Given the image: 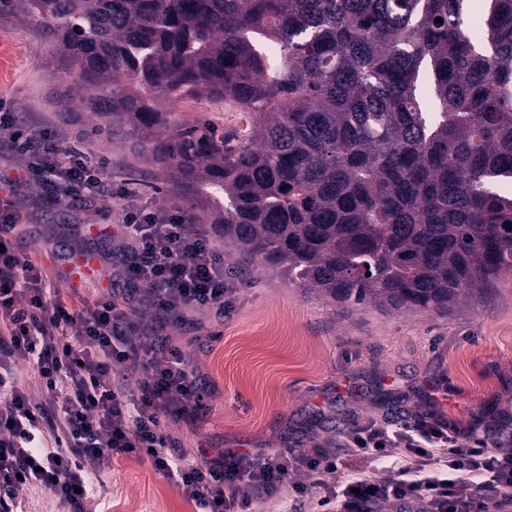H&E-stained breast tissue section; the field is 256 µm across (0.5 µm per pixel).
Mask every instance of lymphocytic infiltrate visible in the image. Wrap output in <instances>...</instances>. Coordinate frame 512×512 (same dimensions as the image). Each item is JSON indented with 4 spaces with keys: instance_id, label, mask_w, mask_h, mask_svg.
Returning a JSON list of instances; mask_svg holds the SVG:
<instances>
[{
    "instance_id": "f902f5d3",
    "label": "lymphocytic infiltrate",
    "mask_w": 512,
    "mask_h": 512,
    "mask_svg": "<svg viewBox=\"0 0 512 512\" xmlns=\"http://www.w3.org/2000/svg\"><path fill=\"white\" fill-rule=\"evenodd\" d=\"M0 144L32 158L43 188L72 207L123 201V219L103 220L95 238L81 225L67 232L76 249H94L109 294L67 311L47 299L45 270L23 258L14 242L24 215L0 202V512H19L18 492H46L57 512L82 506L93 477L113 456H136L181 485L204 512H251L275 499L291 469L309 481L297 496L321 487L338 467L336 455L308 457L273 449L251 460L233 449L204 462L173 446L163 422L201 406L207 385L170 334L173 326L210 314L223 319L236 285L224 275V252L210 225L143 206L117 188L88 148L64 128L33 129L0 98ZM27 361L40 380L32 398L15 365ZM345 446L377 465L391 449L406 452L396 477L364 472L319 498L323 512H489L512 489V452L419 417L395 429L370 422Z\"/></svg>"
}]
</instances>
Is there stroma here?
Returning a JSON list of instances; mask_svg holds the SVG:
<instances>
[{"label": "stroma", "mask_w": 512, "mask_h": 512, "mask_svg": "<svg viewBox=\"0 0 512 512\" xmlns=\"http://www.w3.org/2000/svg\"><path fill=\"white\" fill-rule=\"evenodd\" d=\"M58 58L21 8L0 6V95L12 111L40 128L65 124L85 133L114 186L138 191L144 205L199 216L197 197L163 191L162 170L134 156L125 133L95 131L83 102L58 105ZM170 109L228 130L243 126L240 113L218 101L182 99ZM1 174L13 182H0V199L27 214L26 259L39 264L49 252L67 255L66 227L77 212L43 194L37 170L4 149ZM219 246L236 280L233 307L223 321L206 317L171 331L210 389L203 408L165 423L195 459L228 448L252 455L274 448L310 455L323 448L339 457L338 470L326 477L334 486L368 468L345 447L355 426L419 416L463 433L485 428L501 450H512V278L445 314L339 306L263 262L244 263L227 241ZM85 510L201 512L149 460L127 456L113 457L94 478Z\"/></svg>", "instance_id": "35a3bbf8"}]
</instances>
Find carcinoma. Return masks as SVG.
Returning a JSON list of instances; mask_svg holds the SVG:
<instances>
[{
    "label": "carcinoma",
    "instance_id": "cac0c4a2",
    "mask_svg": "<svg viewBox=\"0 0 512 512\" xmlns=\"http://www.w3.org/2000/svg\"><path fill=\"white\" fill-rule=\"evenodd\" d=\"M21 0L57 78L250 260L445 312L512 277V0ZM441 22H436V19ZM230 102L226 132L173 100Z\"/></svg>",
    "mask_w": 512,
    "mask_h": 512
}]
</instances>
